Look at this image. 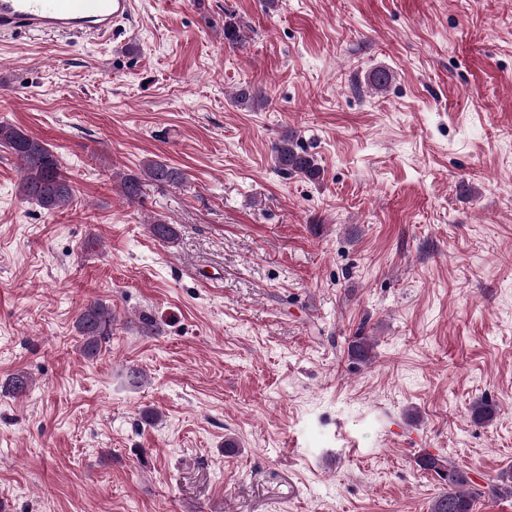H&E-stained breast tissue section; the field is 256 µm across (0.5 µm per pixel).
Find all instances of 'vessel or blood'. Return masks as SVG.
Instances as JSON below:
<instances>
[{
  "mask_svg": "<svg viewBox=\"0 0 512 512\" xmlns=\"http://www.w3.org/2000/svg\"><path fill=\"white\" fill-rule=\"evenodd\" d=\"M134 8L135 0H0V35L91 32L104 37Z\"/></svg>",
  "mask_w": 512,
  "mask_h": 512,
  "instance_id": "b4317fda",
  "label": "vessel or blood"
}]
</instances>
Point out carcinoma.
<instances>
[{
  "mask_svg": "<svg viewBox=\"0 0 512 512\" xmlns=\"http://www.w3.org/2000/svg\"><path fill=\"white\" fill-rule=\"evenodd\" d=\"M247 27L230 15L224 20V41L231 46H242L248 41ZM392 74L379 68L369 75L372 89L380 92L389 87ZM234 103L244 107H263L265 98L250 86L240 87L234 95ZM0 146L13 155L20 174L18 189L21 196L48 213L65 210L76 199L73 181L62 169L58 156L47 143L21 128L0 122ZM276 171L285 176H298L310 181L320 179L322 169L317 159L302 145V138L296 132L282 136L273 145ZM182 170L164 160L148 159L140 172L128 174L121 182L123 196L132 201L146 183L159 187H176L184 183ZM151 234L162 240L175 239L177 231L171 224L161 220L150 225ZM75 328L82 338V353L87 358L95 357L101 350L102 342L112 336V308L100 301H94L77 315ZM372 344L363 333H358L348 344V355L356 363H367L372 359ZM497 407L487 399L476 401L471 406V418L477 424L491 421ZM418 466L435 473L445 484L444 489L432 502L430 512H473L474 502L479 497L491 498L512 495V471H503L495 478H485L478 483L470 472L458 468L451 461L437 455H422Z\"/></svg>",
  "mask_w": 512,
  "mask_h": 512,
  "instance_id": "cac0c4a2",
  "label": "carcinoma"
}]
</instances>
